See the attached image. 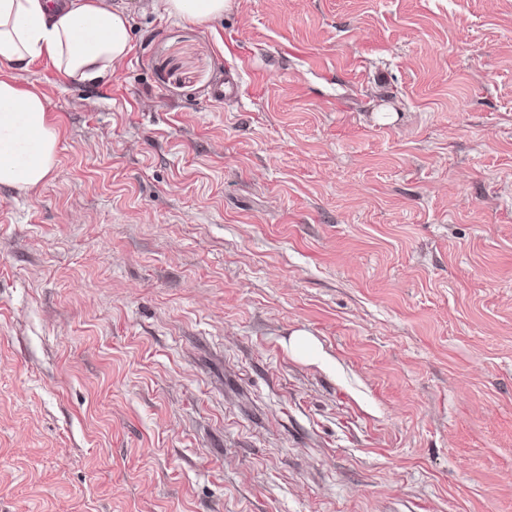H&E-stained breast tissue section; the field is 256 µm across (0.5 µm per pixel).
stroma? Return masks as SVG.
<instances>
[{
	"instance_id": "1",
	"label": "stroma",
	"mask_w": 512,
	"mask_h": 512,
	"mask_svg": "<svg viewBox=\"0 0 512 512\" xmlns=\"http://www.w3.org/2000/svg\"><path fill=\"white\" fill-rule=\"evenodd\" d=\"M119 2L103 82L0 68L59 137L0 186V512H512V0ZM154 8L191 24H205L224 14L229 0H153Z\"/></svg>"
}]
</instances>
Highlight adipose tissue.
<instances>
[{
    "mask_svg": "<svg viewBox=\"0 0 512 512\" xmlns=\"http://www.w3.org/2000/svg\"><path fill=\"white\" fill-rule=\"evenodd\" d=\"M228 0H154L191 24L223 15ZM131 51L130 22L112 0H0V67L50 60L67 82L104 80ZM58 134L47 101L15 79H0V185L31 190L53 171Z\"/></svg>",
    "mask_w": 512,
    "mask_h": 512,
    "instance_id": "ef3b65f1",
    "label": "adipose tissue"
}]
</instances>
